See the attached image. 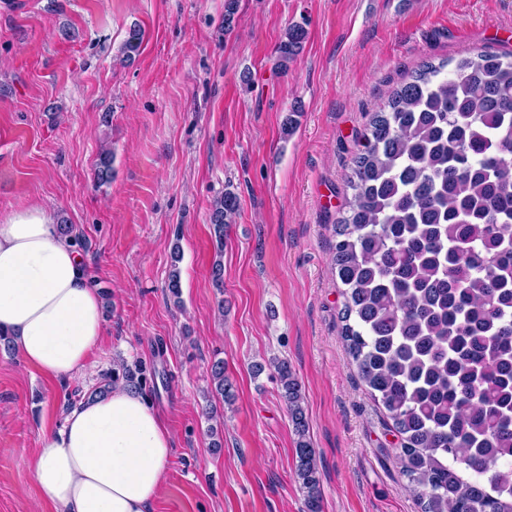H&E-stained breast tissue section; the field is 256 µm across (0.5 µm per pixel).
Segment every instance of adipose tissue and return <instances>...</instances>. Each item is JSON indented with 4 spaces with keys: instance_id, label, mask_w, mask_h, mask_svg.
<instances>
[{
    "instance_id": "ef3b65f1",
    "label": "adipose tissue",
    "mask_w": 512,
    "mask_h": 512,
    "mask_svg": "<svg viewBox=\"0 0 512 512\" xmlns=\"http://www.w3.org/2000/svg\"><path fill=\"white\" fill-rule=\"evenodd\" d=\"M104 327L81 253L51 212L25 206L0 222V333L23 360L44 376L74 377ZM171 454V432L151 401L120 383L45 433L32 470L55 512H150Z\"/></svg>"
}]
</instances>
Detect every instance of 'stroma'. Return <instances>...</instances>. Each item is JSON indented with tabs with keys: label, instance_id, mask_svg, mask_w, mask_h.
<instances>
[{
	"label": "stroma",
	"instance_id": "35a3bbf8",
	"mask_svg": "<svg viewBox=\"0 0 512 512\" xmlns=\"http://www.w3.org/2000/svg\"><path fill=\"white\" fill-rule=\"evenodd\" d=\"M293 23L308 36L283 72ZM482 51L512 52V0H239L229 32L224 0H0V219L40 205L70 224L105 319L71 379L0 341V512H51L32 471L43 435L113 380L173 434L153 512H306L275 357L302 387L322 512H418L339 335L333 226L371 113L423 64ZM228 186L240 206L219 243L210 205Z\"/></svg>",
	"mask_w": 512,
	"mask_h": 512
}]
</instances>
